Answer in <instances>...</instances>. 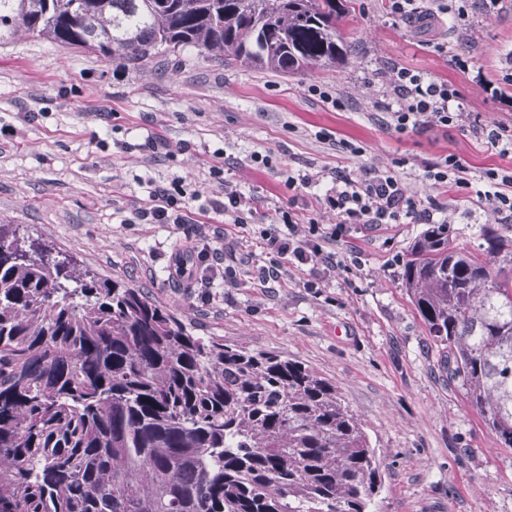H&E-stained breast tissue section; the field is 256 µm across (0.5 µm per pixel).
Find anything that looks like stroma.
I'll return each mask as SVG.
<instances>
[{
  "label": "stroma",
  "instance_id": "stroma-1",
  "mask_svg": "<svg viewBox=\"0 0 512 512\" xmlns=\"http://www.w3.org/2000/svg\"><path fill=\"white\" fill-rule=\"evenodd\" d=\"M341 30L355 44L347 64L290 76L194 47L133 65L22 31L0 40V224L98 277L143 290L197 335L278 351L335 382L384 462L381 512H512V448L442 373L401 285V258L423 225L352 227L335 245L341 268L289 266L270 288L254 278L265 260L259 241L229 234L219 247L236 287L218 281L190 292L167 272L183 230L129 221L145 196L142 177H181L203 199L222 197V182L209 173L211 152L221 148L238 186L263 198L260 224L289 205L278 168L337 167L356 176L404 159L409 193L444 206L457 244L476 249L486 224L512 237V226L476 195L483 169H512V156L498 155L474 130L512 125V85L504 81L512 72V0H474L463 28L443 17L395 22L386 0H355ZM436 42L447 53L434 52ZM394 64L454 84L462 121L421 135L386 130L379 103ZM313 84L337 93L344 108L311 96ZM151 133L186 149L169 159L140 151ZM343 141L363 155L342 152ZM264 150L275 169L249 166L250 153ZM449 153L468 163L471 189L446 191L423 179L424 163ZM308 280L318 290L305 288Z\"/></svg>",
  "mask_w": 512,
  "mask_h": 512
}]
</instances>
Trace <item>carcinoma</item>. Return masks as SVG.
<instances>
[{
  "label": "carcinoma",
  "mask_w": 512,
  "mask_h": 512,
  "mask_svg": "<svg viewBox=\"0 0 512 512\" xmlns=\"http://www.w3.org/2000/svg\"><path fill=\"white\" fill-rule=\"evenodd\" d=\"M354 0H0L19 30L133 64L193 45L282 75L339 67ZM431 224L402 285L512 447V239ZM383 462L336 384L193 334L143 291L0 224V512H376Z\"/></svg>",
  "instance_id": "cac0c4a2"
}]
</instances>
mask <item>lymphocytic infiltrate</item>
Returning a JSON list of instances; mask_svg holds the SVG:
<instances>
[{"instance_id":"1","label":"lymphocytic infiltrate","mask_w":512,"mask_h":512,"mask_svg":"<svg viewBox=\"0 0 512 512\" xmlns=\"http://www.w3.org/2000/svg\"><path fill=\"white\" fill-rule=\"evenodd\" d=\"M386 94L390 102L384 107V124L400 135L419 134L432 127L445 128L458 122L462 115L461 94L453 84L407 67H390ZM468 175L466 162L454 154L426 164L423 170L424 179L439 188L468 189L471 185ZM326 178L331 179L332 186L317 204L335 214V225L324 231L318 219L311 217L307 220V229L302 230L293 210L281 209L278 222L260 232L266 260L255 271L259 284L278 280L288 265L335 269L336 255L329 246L336 243L350 225L400 224L408 219L430 224L442 211L438 200H421L408 194L401 172L392 167H368L357 177L341 170L330 173L290 171L285 183L289 190L299 194ZM198 197V192L187 190L182 178H174L166 184L152 180L147 185L143 206L134 209L132 216L141 224L179 227L192 222L190 204ZM261 203L258 195L243 192L237 184L225 180L223 199L211 200L209 207L228 218L235 234L244 235L258 215ZM170 268L172 275L190 289L218 279L230 285L236 282L232 269L223 267L220 251L212 247L211 238L201 223L196 225L194 235L187 237L180 249L172 253Z\"/></svg>"}]
</instances>
